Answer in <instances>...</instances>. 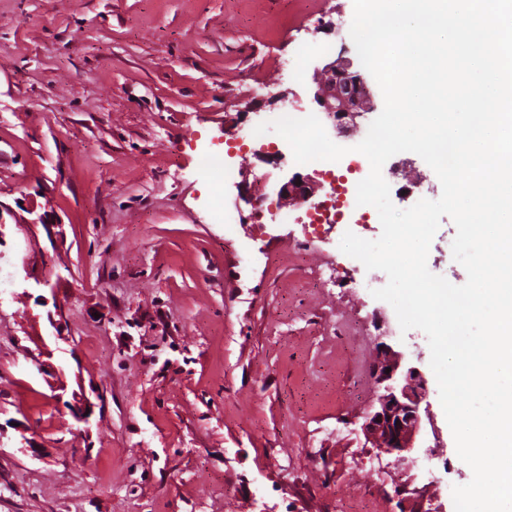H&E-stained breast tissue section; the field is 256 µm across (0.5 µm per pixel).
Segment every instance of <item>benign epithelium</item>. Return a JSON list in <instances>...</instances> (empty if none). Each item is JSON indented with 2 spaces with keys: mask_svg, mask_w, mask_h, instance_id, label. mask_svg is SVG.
I'll return each mask as SVG.
<instances>
[{
  "mask_svg": "<svg viewBox=\"0 0 512 512\" xmlns=\"http://www.w3.org/2000/svg\"><path fill=\"white\" fill-rule=\"evenodd\" d=\"M325 79L318 84L314 101L330 117L335 128L347 132L355 120L373 107L366 80L352 70V62L337 59L324 67ZM315 187L310 180L294 175L277 191V197L292 198L300 203L310 200ZM37 205L26 209L31 218L14 217L15 223L50 230L54 223L48 214L36 213ZM372 373L379 393L370 405L361 424L365 441L399 462H416L412 454L421 448V405L427 397V378L401 351L385 341L379 343Z\"/></svg>",
  "mask_w": 512,
  "mask_h": 512,
  "instance_id": "obj_1",
  "label": "benign epithelium"
}]
</instances>
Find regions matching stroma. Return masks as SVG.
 I'll return each mask as SVG.
<instances>
[{
    "instance_id": "obj_1",
    "label": "stroma",
    "mask_w": 512,
    "mask_h": 512,
    "mask_svg": "<svg viewBox=\"0 0 512 512\" xmlns=\"http://www.w3.org/2000/svg\"><path fill=\"white\" fill-rule=\"evenodd\" d=\"M353 0H0V204L48 206L59 236L0 230V512H454L472 471L431 387L440 439L378 466L362 417L380 336L430 368L373 290L388 281L340 248L379 218L300 223L275 185L321 163L224 174V133L314 112L345 56ZM383 166L406 209L438 199L417 154ZM265 175L268 209L237 202ZM442 217L427 266L454 285ZM46 284L26 278L24 264ZM69 296L63 314L53 299ZM87 414L88 422L77 419Z\"/></svg>"
}]
</instances>
